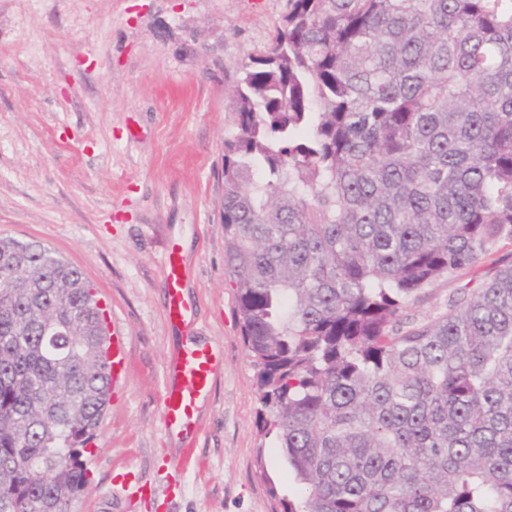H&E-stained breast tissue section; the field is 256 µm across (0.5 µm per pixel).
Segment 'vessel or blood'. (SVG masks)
Listing matches in <instances>:
<instances>
[{"label":"vessel or blood","instance_id":"1","mask_svg":"<svg viewBox=\"0 0 512 512\" xmlns=\"http://www.w3.org/2000/svg\"><path fill=\"white\" fill-rule=\"evenodd\" d=\"M165 259L166 276L162 287L166 295L168 319L177 326H191L193 310L183 296L177 248H169ZM223 367L220 355L212 347L201 343L184 345L168 362L162 417L167 433L177 436L183 445L175 459L178 479L163 489V498L180 496L183 492L181 476L195 473L199 466L196 448L200 433L199 413Z\"/></svg>","mask_w":512,"mask_h":512}]
</instances>
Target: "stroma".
I'll list each match as a JSON object with an SVG mask.
<instances>
[{"label":"stroma","mask_w":512,"mask_h":512,"mask_svg":"<svg viewBox=\"0 0 512 512\" xmlns=\"http://www.w3.org/2000/svg\"><path fill=\"white\" fill-rule=\"evenodd\" d=\"M287 0H0V237L38 241L81 269L124 370L87 456L70 512H278L300 487L258 428L256 370L225 276L226 73L260 49ZM183 260L188 331L166 316L169 244ZM488 264L418 294L421 319ZM215 347L224 369L201 417L203 470L174 506L128 497L165 481L176 441L161 401L167 359L187 342ZM277 494H270V487Z\"/></svg>","instance_id":"1"}]
</instances>
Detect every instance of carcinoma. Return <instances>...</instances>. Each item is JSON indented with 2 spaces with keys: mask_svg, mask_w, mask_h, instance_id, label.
<instances>
[{
  "mask_svg": "<svg viewBox=\"0 0 512 512\" xmlns=\"http://www.w3.org/2000/svg\"><path fill=\"white\" fill-rule=\"evenodd\" d=\"M238 63L225 274L301 497L281 512H512V0H287ZM82 271L0 237V512H68L112 389ZM489 264H481L477 268H468L459 270L447 278L436 282L431 288H428L418 294L416 300L409 305L408 314L414 316L417 320L433 313L437 307L443 305L456 288L465 284L471 279L478 281L489 274Z\"/></svg>",
  "mask_w": 512,
  "mask_h": 512,
  "instance_id": "cac0c4a2",
  "label": "carcinoma"
}]
</instances>
